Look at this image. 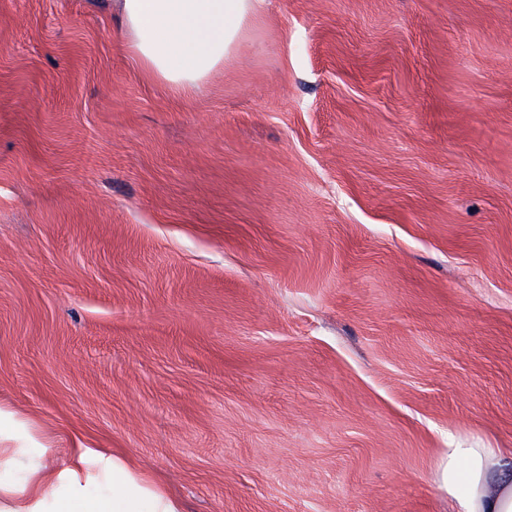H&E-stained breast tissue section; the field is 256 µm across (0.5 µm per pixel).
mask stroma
Listing matches in <instances>:
<instances>
[{
    "instance_id": "obj_1",
    "label": "stroma",
    "mask_w": 512,
    "mask_h": 512,
    "mask_svg": "<svg viewBox=\"0 0 512 512\" xmlns=\"http://www.w3.org/2000/svg\"><path fill=\"white\" fill-rule=\"evenodd\" d=\"M0 0V406L182 512H448L512 448V0H266L178 94ZM512 448H448L438 478L451 512H512Z\"/></svg>"
}]
</instances>
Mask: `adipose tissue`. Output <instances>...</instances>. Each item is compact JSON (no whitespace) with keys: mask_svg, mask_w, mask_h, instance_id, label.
<instances>
[{"mask_svg":"<svg viewBox=\"0 0 512 512\" xmlns=\"http://www.w3.org/2000/svg\"><path fill=\"white\" fill-rule=\"evenodd\" d=\"M264 0H112L129 55L155 80L180 93L199 90L230 64ZM512 448H451L437 471L452 512H512ZM0 465L17 479L0 512H180L142 484L116 457L103 459L104 486L88 497L74 468L43 466L21 448H0Z\"/></svg>","mask_w":512,"mask_h":512,"instance_id":"obj_1","label":"adipose tissue"}]
</instances>
